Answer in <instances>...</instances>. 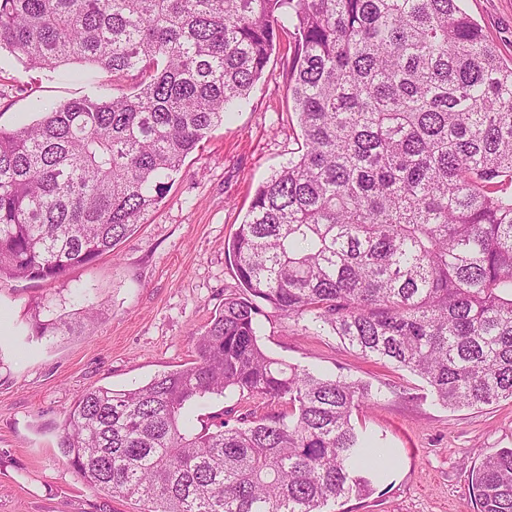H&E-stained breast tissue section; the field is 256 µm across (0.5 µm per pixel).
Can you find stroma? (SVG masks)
Returning a JSON list of instances; mask_svg holds the SVG:
<instances>
[{"instance_id": "1", "label": "stroma", "mask_w": 512, "mask_h": 512, "mask_svg": "<svg viewBox=\"0 0 512 512\" xmlns=\"http://www.w3.org/2000/svg\"><path fill=\"white\" fill-rule=\"evenodd\" d=\"M466 12L512 61V0H463ZM288 48L270 57L250 103L185 160L151 213L114 252L58 282L0 280V512H92L97 493L58 451L62 422L91 387L129 389L195 357L193 334L236 292L224 241L256 187L286 163L300 129L286 81ZM62 79L25 70L0 51V125L38 118L93 92L85 66ZM94 308V330L54 343L31 339L35 314ZM261 343L273 357L368 382L377 396L353 415L357 430L389 449L393 465L371 495L327 512H477L469 479L476 449L512 448V402L451 410L419 378L362 357L325 331L266 309Z\"/></svg>"}]
</instances>
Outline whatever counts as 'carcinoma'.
Masks as SVG:
<instances>
[{"instance_id": "obj_1", "label": "carcinoma", "mask_w": 512, "mask_h": 512, "mask_svg": "<svg viewBox=\"0 0 512 512\" xmlns=\"http://www.w3.org/2000/svg\"><path fill=\"white\" fill-rule=\"evenodd\" d=\"M462 0H0V50L98 91L0 127V279L53 282L133 234L241 109L286 35L301 150L224 243L240 291L193 362L82 392L59 451L140 512H324L372 491L352 423L372 386L270 356L260 303L421 379L448 408L512 400V64ZM134 82L114 94L125 78ZM90 309L35 319L40 339ZM214 396L262 417L184 419ZM478 512H512V448L479 453Z\"/></svg>"}]
</instances>
